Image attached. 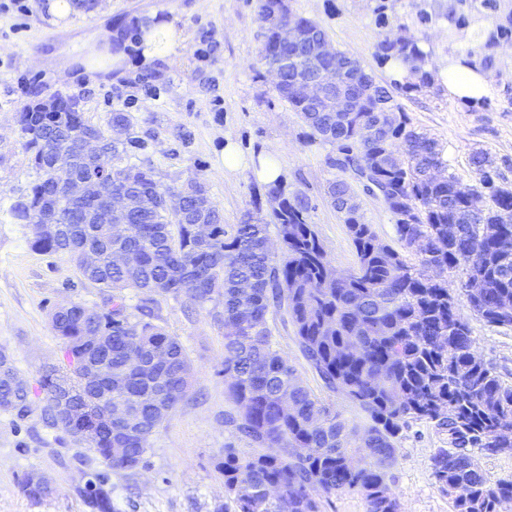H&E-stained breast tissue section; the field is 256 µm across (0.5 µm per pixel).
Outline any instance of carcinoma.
<instances>
[{"mask_svg": "<svg viewBox=\"0 0 512 512\" xmlns=\"http://www.w3.org/2000/svg\"><path fill=\"white\" fill-rule=\"evenodd\" d=\"M473 11L489 24L480 30L478 49L467 50L460 63L487 73L495 67L494 50L512 39V8L505 0H454L448 27L469 24ZM398 30L377 40L374 57L382 66L410 62L408 74L384 86L351 60L350 83L364 105L342 126L295 96L293 68L285 70L278 93L298 112L311 141L336 146L330 166L368 174L395 217L401 249L423 240L416 264L381 242L360 207L350 206L341 220L358 272L336 278L311 224L309 202L288 196L279 182L268 186V196L277 201L268 218L249 214L228 229L208 194L199 207L187 197L186 211L176 218L162 205L166 189L149 169L130 162V147L137 144L130 139L112 141L97 160L72 163L62 172L130 177L132 190L147 203L126 236H109L102 223L36 224L46 188L59 176L41 163L37 138L70 150L89 131L108 134L80 112L66 113L60 128L47 112L22 113L24 147L33 155L36 179L9 206V216L30 226L34 247L70 256L85 280L108 292L102 309L76 303L51 315L65 343L61 363L40 380L42 412L52 425H58L55 401L62 387L75 404L100 416L112 404H126L132 417L111 421L90 448L114 470L138 467L153 433L185 398L192 376L182 343L152 322L154 296L182 297L190 309L217 301L222 310L214 321L224 326L227 395L238 409L228 423L255 445L249 455L225 448L219 465L235 512H283L279 501L267 497L270 485L280 488L288 512H323L346 492L360 495L366 512H399L388 469L401 432L413 421L432 423L447 435L448 447L436 450L432 469L451 512H501L512 502V477L492 481L479 462L481 454L512 455V384L477 355L466 315L512 328V187L496 182L495 162L482 150L469 156L477 184L463 185L451 172L444 180L433 177L437 167H447L443 151L417 131L396 95L433 89L437 74L417 35L402 25ZM279 51L274 23L266 30L260 60ZM367 125L374 128L371 140L362 135ZM199 213L212 227L206 238L195 233ZM271 224L283 241L279 257L268 249ZM86 250L96 254L93 270L81 259ZM126 252L137 253L138 263L123 264L119 256ZM450 274L460 276L455 290L448 285ZM128 289L142 294L137 320L125 304ZM272 309L287 316L323 387L354 404L366 424L351 423L304 386L276 349L268 322ZM93 337L112 346L110 383L87 382ZM129 342L141 350L140 361L128 360ZM10 375L18 384H0V410L24 417L30 388L17 372ZM114 437L125 441L127 457L111 456ZM87 494L98 512H111L103 486L91 485Z\"/></svg>", "mask_w": 512, "mask_h": 512, "instance_id": "carcinoma-1", "label": "carcinoma"}]
</instances>
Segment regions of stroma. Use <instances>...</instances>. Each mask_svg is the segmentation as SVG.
<instances>
[{
    "mask_svg": "<svg viewBox=\"0 0 512 512\" xmlns=\"http://www.w3.org/2000/svg\"><path fill=\"white\" fill-rule=\"evenodd\" d=\"M381 3L390 21L420 33L435 68L479 43L483 23L477 19L468 36L443 37L448 0H427L434 18L426 25L412 0H290V7L318 22L335 48L351 52L385 84L392 75L373 57L384 33L375 13ZM141 19L163 20L183 32L176 49L180 65L133 57L121 73L86 71L88 49L101 30ZM264 32L256 0H98L95 8L63 18L48 13L47 0H25L23 12L0 11V352L34 387L26 417L0 411V512H93L86 490L97 481L111 492L112 512H224L218 464L225 447L244 453L249 443L224 422L236 407L226 392L224 329L214 321L218 304L191 313L182 299L157 297L153 321L184 345L192 387L152 435L137 468H109L87 445L44 424V394L37 388L44 366L63 359L64 344L51 324L54 309L65 301L100 306L106 294L82 277L68 255L33 248L29 227L12 223L5 209L35 178L20 114L59 93L77 98L88 124L101 129L112 113H127L131 133L142 144L133 162L150 167L164 186L202 183L228 225L258 209L270 214L267 186L254 168L269 149H277L281 183L309 200L311 222L329 260L339 272L350 270L356 253L326 196L329 181L341 176L329 164L336 150L310 141L297 112L278 95L259 62ZM203 47L209 56H200ZM487 79L490 106L482 112L468 111L444 92L404 96L400 103L414 127L438 142L449 171L463 183L475 184L468 157L483 149L493 156L501 182L511 186L512 43L499 48L497 69ZM229 141L246 162L233 172L222 163ZM269 325L280 354L312 394L356 418L349 400L323 389L298 349L293 328L276 313ZM470 325L478 354L512 384V328L491 327L476 317ZM442 445V434L429 423L414 421L403 430L389 470L400 512H450L432 473L431 458ZM31 474L44 480L46 494L32 497L24 491Z\"/></svg>",
    "mask_w": 512,
    "mask_h": 512,
    "instance_id": "obj_1",
    "label": "stroma"
}]
</instances>
